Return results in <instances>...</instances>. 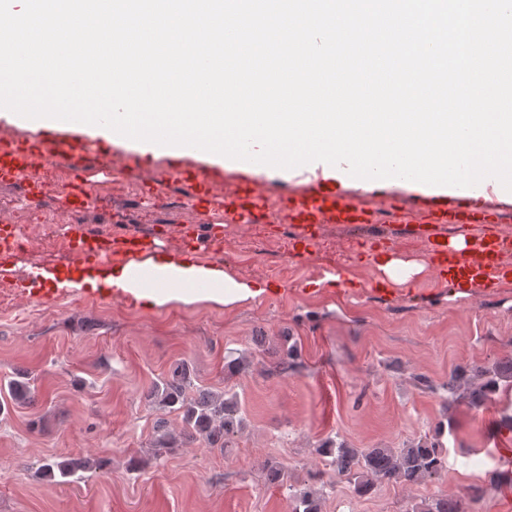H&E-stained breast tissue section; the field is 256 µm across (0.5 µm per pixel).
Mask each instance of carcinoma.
<instances>
[{"instance_id":"carcinoma-1","label":"carcinoma","mask_w":512,"mask_h":512,"mask_svg":"<svg viewBox=\"0 0 512 512\" xmlns=\"http://www.w3.org/2000/svg\"><path fill=\"white\" fill-rule=\"evenodd\" d=\"M512 379V359L498 362L479 376H469L453 371L448 376V405L464 404L470 409L484 406L490 394L499 389V379ZM192 387L190 372L186 364L177 365L162 385H154L150 395L159 398V403L181 417L182 428L175 432L166 428L165 423L157 425V445L167 451L178 445L186 432L201 435L213 447L225 448L241 425L240 407L237 397L200 392L188 396ZM13 400L17 404L30 403L33 395L26 382L11 383ZM325 452L333 455L332 463L336 472L354 481L357 491L368 493L385 483L412 485L424 483L441 476L445 469L442 450L433 443L418 440L403 448H351L338 443ZM92 468L87 458H67L43 468V473L55 471L63 478L80 470ZM292 512H321L320 497L311 491L293 495ZM417 512H462L456 500L441 497Z\"/></svg>"}]
</instances>
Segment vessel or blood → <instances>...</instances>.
I'll return each instance as SVG.
<instances>
[{"label":"vessel or blood","mask_w":512,"mask_h":512,"mask_svg":"<svg viewBox=\"0 0 512 512\" xmlns=\"http://www.w3.org/2000/svg\"><path fill=\"white\" fill-rule=\"evenodd\" d=\"M50 157L76 172L86 171L90 163L79 140L59 132H48L30 141L1 144L0 179L28 184L29 172L34 165ZM174 182L189 186L201 216L206 220L208 240L217 241L220 227L209 220V201L218 183L217 178L191 166L174 167L159 172L151 186L162 189ZM268 209L266 195L249 181L237 183L234 192L224 198V220L228 223L257 220L264 217ZM279 209L287 222L303 229L324 224L358 226L371 223L375 215L374 210L361 207L350 197L319 183L300 194L283 192L279 197ZM393 212L397 223L412 225L417 233L429 225L493 224L497 221L496 214L485 207L460 203L448 205L429 198L396 204ZM68 232L81 267L101 268L115 259L126 263L138 260V237L115 241L105 234L89 231L84 224L76 221L69 223ZM476 245L478 254L472 258L449 256L448 245L443 241L435 242L434 253L443 259V280L449 287H477L488 298L498 294L504 280V256L512 252V238L481 237Z\"/></svg>","instance_id":"obj_1"}]
</instances>
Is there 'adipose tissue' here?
<instances>
[{
    "instance_id": "1",
    "label": "adipose tissue",
    "mask_w": 512,
    "mask_h": 512,
    "mask_svg": "<svg viewBox=\"0 0 512 512\" xmlns=\"http://www.w3.org/2000/svg\"><path fill=\"white\" fill-rule=\"evenodd\" d=\"M147 264L157 281L153 288L143 286L124 264L113 265L111 272L100 277L82 275L74 280H57L56 285L94 289L103 282L150 308L207 303L231 309L254 302L266 291L264 284L222 267L203 264L181 252L149 258Z\"/></svg>"
}]
</instances>
